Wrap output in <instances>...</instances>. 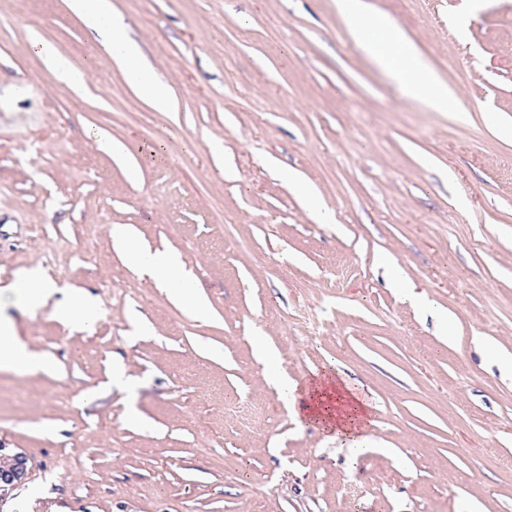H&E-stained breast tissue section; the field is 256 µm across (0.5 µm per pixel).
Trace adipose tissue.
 I'll return each instance as SVG.
<instances>
[{
    "label": "adipose tissue",
    "instance_id": "obj_1",
    "mask_svg": "<svg viewBox=\"0 0 512 512\" xmlns=\"http://www.w3.org/2000/svg\"><path fill=\"white\" fill-rule=\"evenodd\" d=\"M69 6L113 58L127 62L130 82L146 90L152 107L160 112L171 111L172 100L167 88L154 79L146 64L137 60L134 43L127 38L124 27L111 16L110 0H69ZM337 7L351 19L358 47L401 81L409 99L439 111L458 110L459 101L454 92L423 63L400 29L369 10L365 0H337ZM111 236L115 248L125 253L129 264L141 277L151 280L176 304L198 317L208 316L207 300L177 254L158 252L142 245L132 228L126 225H113ZM8 290L32 311L42 308L57 294H65V302L58 307L60 314L77 316L79 326L85 331L91 330L98 319L93 300L77 291H62L57 283L34 270L14 278ZM7 307V301L0 300V371L32 375L51 370L53 360L49 355L30 351L17 338L14 324L6 313ZM275 385L286 396L292 415L321 425L335 439L356 440L367 420L365 402L336 371L324 372L302 390L284 377L276 379Z\"/></svg>",
    "mask_w": 512,
    "mask_h": 512
}]
</instances>
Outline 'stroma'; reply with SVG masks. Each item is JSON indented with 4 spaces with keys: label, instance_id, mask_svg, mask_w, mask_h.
<instances>
[{
    "label": "stroma",
    "instance_id": "obj_1",
    "mask_svg": "<svg viewBox=\"0 0 512 512\" xmlns=\"http://www.w3.org/2000/svg\"><path fill=\"white\" fill-rule=\"evenodd\" d=\"M111 2L173 111L68 0H0V287L36 270L100 308L88 333L8 310L54 368L0 371V444L28 459L0 512H512V140L486 121L512 126V0H367L457 114L408 99L336 0ZM45 45L90 70L84 102ZM115 224L177 252L209 317ZM329 364L367 398L357 442L271 382ZM111 236L115 248L125 253L129 264L140 277L151 280L157 288L166 291L176 304L198 317L206 318L209 315L206 297L177 254L153 251L142 245L127 225H113Z\"/></svg>",
    "mask_w": 512,
    "mask_h": 512
}]
</instances>
